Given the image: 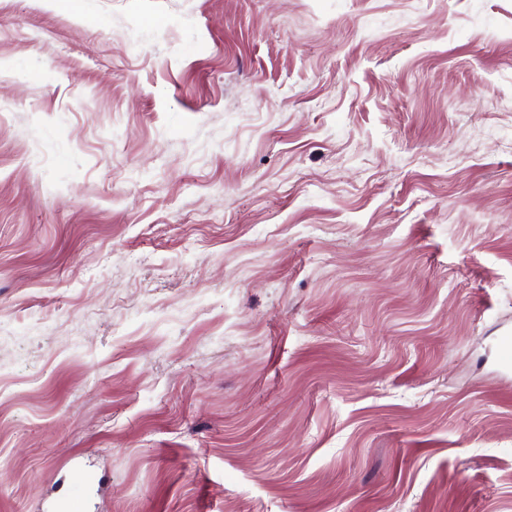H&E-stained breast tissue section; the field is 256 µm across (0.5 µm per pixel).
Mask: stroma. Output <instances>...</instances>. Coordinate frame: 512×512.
Masks as SVG:
<instances>
[{
	"mask_svg": "<svg viewBox=\"0 0 512 512\" xmlns=\"http://www.w3.org/2000/svg\"><path fill=\"white\" fill-rule=\"evenodd\" d=\"M512 0H0V512H512Z\"/></svg>",
	"mask_w": 512,
	"mask_h": 512,
	"instance_id": "stroma-1",
	"label": "stroma"
}]
</instances>
